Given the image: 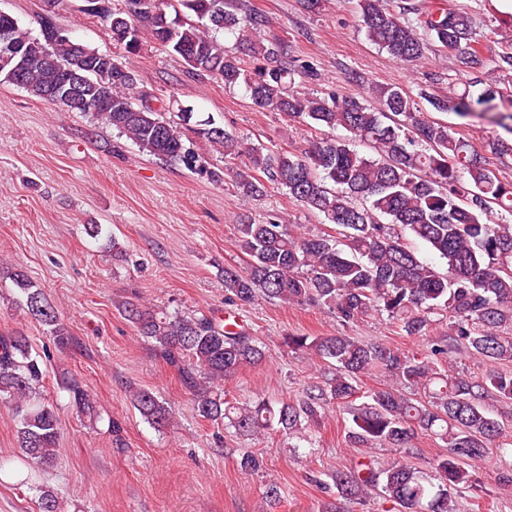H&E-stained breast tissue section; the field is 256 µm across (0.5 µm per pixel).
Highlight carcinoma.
Here are the masks:
<instances>
[{
	"instance_id": "obj_1",
	"label": "carcinoma",
	"mask_w": 512,
	"mask_h": 512,
	"mask_svg": "<svg viewBox=\"0 0 512 512\" xmlns=\"http://www.w3.org/2000/svg\"><path fill=\"white\" fill-rule=\"evenodd\" d=\"M95 15L110 32L116 51L84 47L92 64L74 62L66 42L56 38L54 16L39 15V33L0 17V30L26 63L19 87L64 109L57 90L74 71L84 78L87 98L112 99V109L82 111L116 130L149 156L182 164L217 185L229 177L249 197L275 185L303 207L343 229L298 233L278 218L237 225L238 247L246 265L224 267L229 302L258 298L283 304L326 306L342 325L378 313L405 336L428 337L422 352L405 353L353 336L284 337L288 348L316 355L335 372L304 389L297 403L276 407L264 400L230 401L215 391L217 383L246 366L258 364L263 349L244 329L224 326L213 315L170 313L155 305L127 302L124 313L137 335L152 341L164 361L175 368L193 394V410L206 421L222 422L235 433L253 436L272 425L292 436L317 420L325 407H345L350 448H392L409 455L425 434L445 443L431 473L395 459L384 466L363 460L339 470L331 480L336 494L364 502L376 494L401 512H457L454 493L473 487L474 466L485 460L502 435L503 424L481 403L492 392L512 400V224L494 220V207L512 216V181L501 179L487 157L448 123L424 116L418 101L398 84L369 85L366 96L299 92L295 77L313 78V67L288 57L281 38H264L270 20L252 9L241 13L239 0H95ZM360 21L369 39L390 56L408 63L426 58L430 46L458 51L460 71L469 76L451 100L427 96L437 112L453 110L460 118L488 112L501 94L484 79L486 58L473 37L472 19L463 9L431 13L424 33L383 0H360ZM177 57L192 76H210L224 87H238L251 103L280 112L324 132L301 153L254 149L250 163L233 167L243 143L212 115L195 118L194 109L170 95L156 108L153 96L136 91L137 78L125 58L142 50L144 36ZM350 138L334 135L338 129ZM194 135L224 159L211 164L192 152L185 140ZM366 145V156L355 144ZM426 243L443 261L440 268L420 260L407 237ZM14 282L25 299L26 313L49 328L56 345L77 344L41 289L22 272ZM448 318V334L429 335L433 317ZM457 350L487 362L478 377L448 368ZM43 360L32 352L23 333L0 337V403L17 420L20 454L0 460V476L27 484L24 471L49 466L56 457L59 408L42 393ZM378 371L396 385L360 392L361 378ZM423 392L403 394L397 386ZM66 389L76 412L90 423L99 418L94 396L75 378ZM365 401L354 404L359 398ZM133 404L150 424L165 428L171 409L151 391L136 389ZM39 512H61L62 502L50 488L38 489Z\"/></svg>"
}]
</instances>
